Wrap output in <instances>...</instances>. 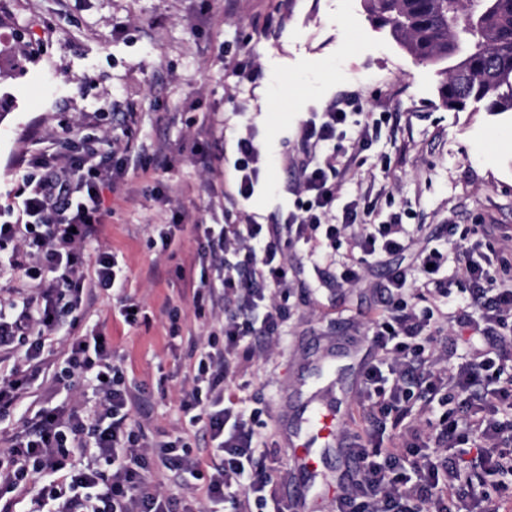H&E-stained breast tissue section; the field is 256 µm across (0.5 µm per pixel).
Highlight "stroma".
Listing matches in <instances>:
<instances>
[{
  "instance_id": "1",
  "label": "stroma",
  "mask_w": 512,
  "mask_h": 512,
  "mask_svg": "<svg viewBox=\"0 0 512 512\" xmlns=\"http://www.w3.org/2000/svg\"><path fill=\"white\" fill-rule=\"evenodd\" d=\"M268 15L272 28H255ZM20 40L29 57H0V198L16 188L30 153L60 152L66 135L161 148L176 159L169 172L132 171L119 192L104 191L112 216L86 248L92 257L116 256L127 273L124 293L150 325H126L109 290L63 311L60 328L64 336H107L128 378L153 392L148 440L183 426L176 385L187 340L208 330L192 313L190 286L172 277L179 266L198 276V246L186 230L163 249L160 233L176 211L223 223L238 138L254 137L265 159L245 209L268 222L297 199L300 120L352 97L357 121L375 130L343 179L337 207L362 197L375 203L379 221L400 216L412 233L408 261L460 232L512 248V112L448 108L437 65L402 50L388 28L371 22L363 0H0V44ZM238 61L258 67L256 83L233 74ZM197 141L220 155L212 169L193 158ZM287 255L292 286L281 342L242 365L248 396L269 410L262 448L276 459L283 489L300 479L284 431L301 384L327 357L344 389L356 393L359 367L350 354L370 360L373 287L396 264L364 267L360 283L340 288L336 264L351 257V242L331 262H314L304 248ZM173 307L182 325L176 342L167 336Z\"/></svg>"
}]
</instances>
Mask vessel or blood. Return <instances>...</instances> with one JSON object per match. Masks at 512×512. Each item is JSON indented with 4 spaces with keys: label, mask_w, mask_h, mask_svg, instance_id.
I'll return each instance as SVG.
<instances>
[{
    "label": "vessel or blood",
    "mask_w": 512,
    "mask_h": 512,
    "mask_svg": "<svg viewBox=\"0 0 512 512\" xmlns=\"http://www.w3.org/2000/svg\"><path fill=\"white\" fill-rule=\"evenodd\" d=\"M334 371L335 366L330 362L317 366L307 404L298 417L295 431L288 433L285 442L292 465L312 474L317 472L312 447L320 444L335 449L342 467L336 473L322 476L319 494L337 495L350 483L358 461L349 448L350 439L345 429L350 402L335 395ZM319 494L294 489L285 493L284 498L296 512H319Z\"/></svg>",
    "instance_id": "b4317fda"
}]
</instances>
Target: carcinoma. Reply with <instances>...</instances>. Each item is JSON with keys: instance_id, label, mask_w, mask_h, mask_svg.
Masks as SVG:
<instances>
[{"instance_id": "cac0c4a2", "label": "carcinoma", "mask_w": 512, "mask_h": 512, "mask_svg": "<svg viewBox=\"0 0 512 512\" xmlns=\"http://www.w3.org/2000/svg\"><path fill=\"white\" fill-rule=\"evenodd\" d=\"M365 7L416 59L452 62L441 71L445 104L512 111V0H365Z\"/></svg>"}]
</instances>
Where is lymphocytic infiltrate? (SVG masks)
Segmentation results:
<instances>
[{
	"instance_id": "f902f5d3",
	"label": "lymphocytic infiltrate",
	"mask_w": 512,
	"mask_h": 512,
	"mask_svg": "<svg viewBox=\"0 0 512 512\" xmlns=\"http://www.w3.org/2000/svg\"><path fill=\"white\" fill-rule=\"evenodd\" d=\"M346 102L309 113L299 124L301 154L296 209L259 223L242 207L260 175L253 138L237 141L238 177L225 191L232 224H196L192 230L205 271L193 286L196 317L209 330L192 340L191 370L180 384V432L149 442L142 420L149 401L126 383L107 342L76 336L60 345L61 308L78 310L97 289L122 279L117 259L96 258V277L85 280V245L111 217L104 187H118L126 169L167 172L162 151L130 156L106 151L99 139L65 142L62 152L33 153L14 197L15 221L0 223L8 263L36 287L34 294L0 303V353L13 364L0 371V419L46 378L54 391L84 382L92 405L40 408L0 451V512H15L30 498L33 512H285L276 464L259 450L261 408L248 404L241 362L262 356L281 339L290 286L285 248L325 250L349 235L359 255L336 274L338 287L361 281L362 267L409 247L399 218L369 223L371 209L345 206L334 221V161L318 153L345 137ZM466 281V299L449 312L460 336H443L432 303L449 259ZM371 342L356 408L363 426L360 465L336 512H503L502 491L512 487V253L481 251L459 241L430 246L414 268H397L377 287ZM209 450L201 456L189 438ZM167 473L183 497L157 480ZM497 493L481 491L485 476ZM205 489L206 503L194 493Z\"/></svg>"
}]
</instances>
